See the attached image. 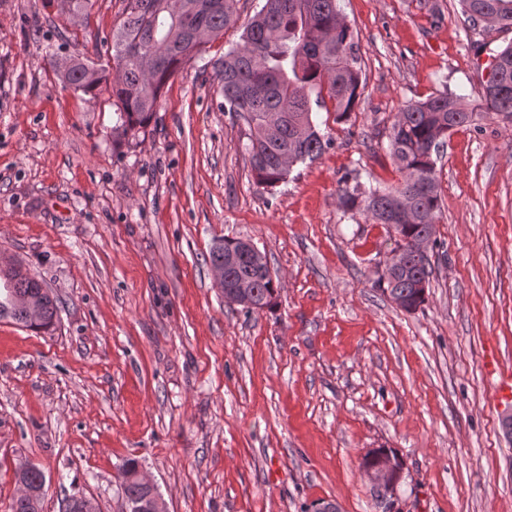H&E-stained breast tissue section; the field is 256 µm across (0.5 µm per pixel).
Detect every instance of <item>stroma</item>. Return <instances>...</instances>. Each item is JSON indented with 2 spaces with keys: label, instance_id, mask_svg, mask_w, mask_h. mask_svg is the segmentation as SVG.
<instances>
[{
  "label": "stroma",
  "instance_id": "obj_1",
  "mask_svg": "<svg viewBox=\"0 0 512 512\" xmlns=\"http://www.w3.org/2000/svg\"><path fill=\"white\" fill-rule=\"evenodd\" d=\"M262 5L233 0L234 26L118 148L108 92L53 65L105 52L123 0L74 20L59 0H0V259L60 306L50 333L0 320V512L23 461L46 476L42 512L79 491L120 512L129 459L168 512H377L376 448L403 462L400 512H512V405L484 368L491 352L512 366V122L482 113L434 153L440 245L415 312L379 287L394 234L339 201L346 183L398 185L396 113L478 99L512 30L470 29L458 0H338L363 90L347 121L316 110L331 145L267 191L216 67ZM239 238L266 256L273 309L227 305L214 281L212 245Z\"/></svg>",
  "mask_w": 512,
  "mask_h": 512
}]
</instances>
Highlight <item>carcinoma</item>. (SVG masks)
<instances>
[{"mask_svg": "<svg viewBox=\"0 0 512 512\" xmlns=\"http://www.w3.org/2000/svg\"><path fill=\"white\" fill-rule=\"evenodd\" d=\"M469 27L480 23L512 30V0H459ZM123 21L113 34L107 61L74 58L60 66L63 83L92 98L101 86L117 107L113 140L122 143L148 126L170 78L196 55L195 47L232 23L230 0H124ZM491 77L474 106L446 91L403 107L395 116L387 152L403 173L386 189L345 187L344 210L374 224H394L399 241L436 234L441 213V185L433 153L448 133L471 124L469 112H495L512 121V44L491 56ZM115 80H109L110 70ZM224 111L249 128L246 151L257 183L274 188L294 165L313 160L331 145L317 131L315 109L330 99L336 120L345 118L360 96L358 36L341 19L337 0H265L246 25L241 44L218 62ZM213 268H224V300L237 303L227 284L253 285V310L274 305L277 288L260 253L240 250V241L216 244ZM430 262L409 251L404 267L380 279L398 307L419 308L426 299ZM36 297L42 317L28 319L24 300ZM56 296L31 275L21 261L0 265V319L29 330L50 331L58 320ZM122 507L142 508L149 490L129 478L119 481ZM380 512H399L390 486L373 487Z\"/></svg>", "mask_w": 512, "mask_h": 512, "instance_id": "1", "label": "carcinoma"}]
</instances>
